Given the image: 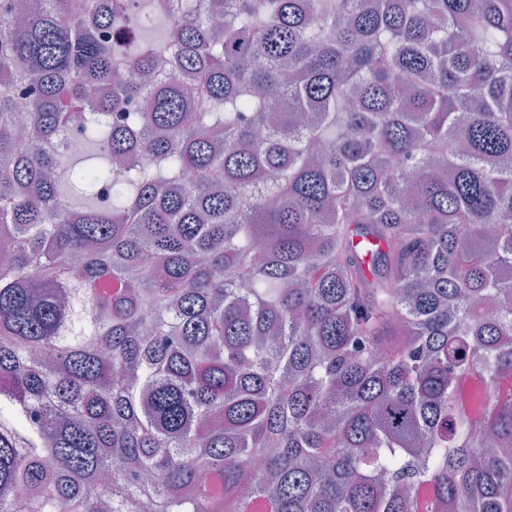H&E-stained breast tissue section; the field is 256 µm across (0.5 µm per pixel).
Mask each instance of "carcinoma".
<instances>
[{
	"instance_id": "cac0c4a2",
	"label": "carcinoma",
	"mask_w": 512,
	"mask_h": 512,
	"mask_svg": "<svg viewBox=\"0 0 512 512\" xmlns=\"http://www.w3.org/2000/svg\"><path fill=\"white\" fill-rule=\"evenodd\" d=\"M2 249L0 512H512V0H0Z\"/></svg>"
}]
</instances>
